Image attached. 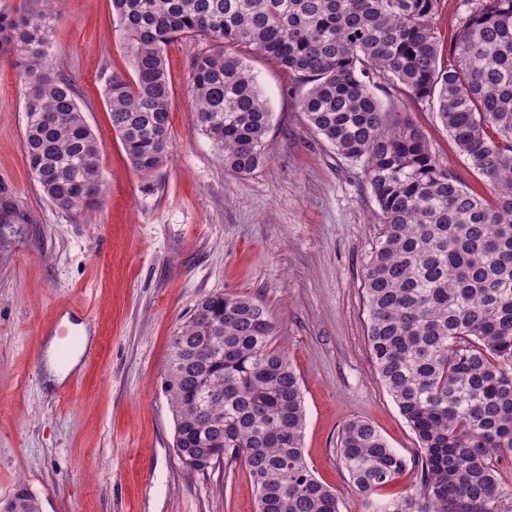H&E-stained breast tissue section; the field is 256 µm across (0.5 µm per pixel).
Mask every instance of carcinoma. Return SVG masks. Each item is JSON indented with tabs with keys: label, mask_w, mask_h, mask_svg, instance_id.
<instances>
[{
	"label": "carcinoma",
	"mask_w": 512,
	"mask_h": 512,
	"mask_svg": "<svg viewBox=\"0 0 512 512\" xmlns=\"http://www.w3.org/2000/svg\"><path fill=\"white\" fill-rule=\"evenodd\" d=\"M449 46L434 25L440 0H112L133 75L104 84L112 130L136 172L155 174L170 149L172 83L165 50L201 37L191 84L195 121L224 168L267 160L270 111L240 53L276 60L299 89L311 128L362 166L383 225L363 283L377 373L413 430L420 454L388 446L366 420L348 422L340 459L370 512H496L498 467L512 456V0H465ZM52 11L0 12V53L24 82L29 168L57 208L105 193L103 144L74 85L52 74ZM390 90L384 103L375 90ZM424 102L488 185L473 191L433 155L399 108ZM268 309L246 296L199 302L173 336L165 393L174 447L196 471L242 462L256 512H339L310 468L300 377L270 347ZM212 398L200 425V379ZM420 471V490L370 495ZM0 512H41L28 484Z\"/></svg>",
	"instance_id": "obj_1"
}]
</instances>
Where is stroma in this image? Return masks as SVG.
Here are the masks:
<instances>
[{
  "label": "stroma",
  "instance_id": "1",
  "mask_svg": "<svg viewBox=\"0 0 512 512\" xmlns=\"http://www.w3.org/2000/svg\"><path fill=\"white\" fill-rule=\"evenodd\" d=\"M53 24V71L104 144L108 191L77 212L46 199L23 148L15 61L0 54V501L23 480L43 512H255L243 463L203 473L180 460L163 390L172 336L224 293L268 308L272 344L301 378L305 457L339 512H367L336 452L344 425L371 421L409 457L418 443L368 346L363 272L381 226L362 167L311 130L292 76L251 54L273 113L270 158L225 169L195 125L191 63L206 44L187 38L166 50L170 158L141 177L102 95L112 72H131L112 0H63ZM407 110L440 164L488 195L435 113ZM84 325L94 338L79 369L49 387L45 337L78 343Z\"/></svg>",
  "mask_w": 512,
  "mask_h": 512
}]
</instances>
